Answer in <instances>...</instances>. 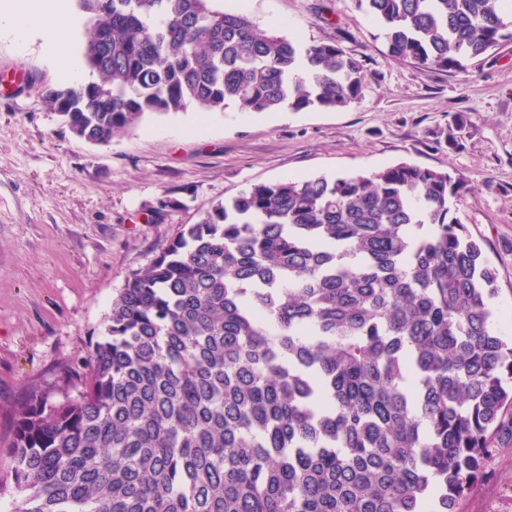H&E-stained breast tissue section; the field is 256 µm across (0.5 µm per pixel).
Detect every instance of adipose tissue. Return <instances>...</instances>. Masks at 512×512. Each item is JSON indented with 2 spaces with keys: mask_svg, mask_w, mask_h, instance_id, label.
<instances>
[{
  "mask_svg": "<svg viewBox=\"0 0 512 512\" xmlns=\"http://www.w3.org/2000/svg\"><path fill=\"white\" fill-rule=\"evenodd\" d=\"M79 24L70 0H0V38L9 39L22 51L33 36H40L59 78L74 85L84 79L82 63L70 49Z\"/></svg>",
  "mask_w": 512,
  "mask_h": 512,
  "instance_id": "obj_1",
  "label": "adipose tissue"
}]
</instances>
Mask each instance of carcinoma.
<instances>
[{"label": "carcinoma", "mask_w": 512, "mask_h": 512, "mask_svg": "<svg viewBox=\"0 0 512 512\" xmlns=\"http://www.w3.org/2000/svg\"><path fill=\"white\" fill-rule=\"evenodd\" d=\"M98 80L44 85L103 145L148 114L344 110L361 63L217 0H77ZM392 56L457 69L512 0H358ZM458 172L253 184L112 298L101 338L10 412L12 512H463L512 441V339Z\"/></svg>", "instance_id": "cac0c4a2"}]
</instances>
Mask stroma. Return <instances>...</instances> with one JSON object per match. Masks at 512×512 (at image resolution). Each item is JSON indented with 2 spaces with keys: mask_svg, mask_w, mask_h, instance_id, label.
Returning a JSON list of instances; mask_svg holds the SVG:
<instances>
[{
  "mask_svg": "<svg viewBox=\"0 0 512 512\" xmlns=\"http://www.w3.org/2000/svg\"><path fill=\"white\" fill-rule=\"evenodd\" d=\"M260 28L337 43L363 66V99L342 111L195 108L150 114L88 144L42 102L58 85L33 37L0 39V437L33 383L56 379L102 335L112 298L185 225L259 182L336 177L400 162L463 174L468 234L496 268L497 329L512 336V42L444 71L392 57L355 0H222ZM466 118L456 145L454 114ZM464 512H512V446L487 465Z\"/></svg>",
  "mask_w": 512,
  "mask_h": 512,
  "instance_id": "1",
  "label": "stroma"
}]
</instances>
